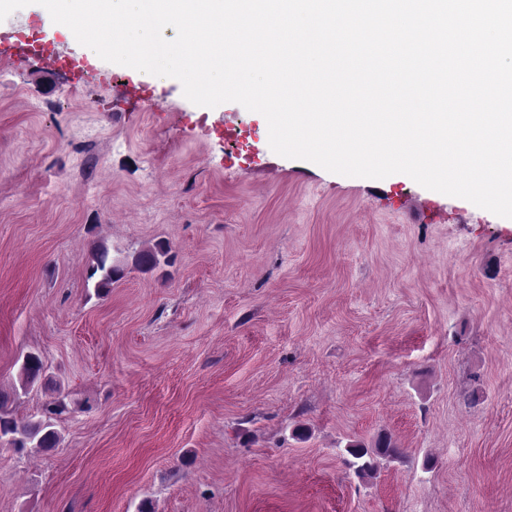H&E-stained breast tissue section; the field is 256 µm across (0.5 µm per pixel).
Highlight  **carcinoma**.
I'll return each mask as SVG.
<instances>
[{
  "instance_id": "1",
  "label": "carcinoma",
  "mask_w": 512,
  "mask_h": 512,
  "mask_svg": "<svg viewBox=\"0 0 512 512\" xmlns=\"http://www.w3.org/2000/svg\"><path fill=\"white\" fill-rule=\"evenodd\" d=\"M168 251L158 247L155 251H146L134 258L135 265L145 270L152 269L160 263V258L167 255ZM123 272L120 261L113 259L107 247L99 246L92 254V265L89 278L96 279L95 288L99 291L106 290ZM45 371L41 357L33 352L23 356L21 365L20 388L0 390V434L6 436L13 434L15 440L10 445L18 450L24 448H39L49 451L56 447L60 437L54 429L53 417L60 415L66 409V404L61 399H56L46 405V418L39 421H26L23 427H18L19 420L13 415V405L19 398V391H28L37 384ZM348 453L354 458L349 466L355 469L359 477L374 474L379 462L382 460L395 461L403 457L401 448L392 440L391 436L381 434L376 439L374 446L367 448L360 444L351 445Z\"/></svg>"
}]
</instances>
